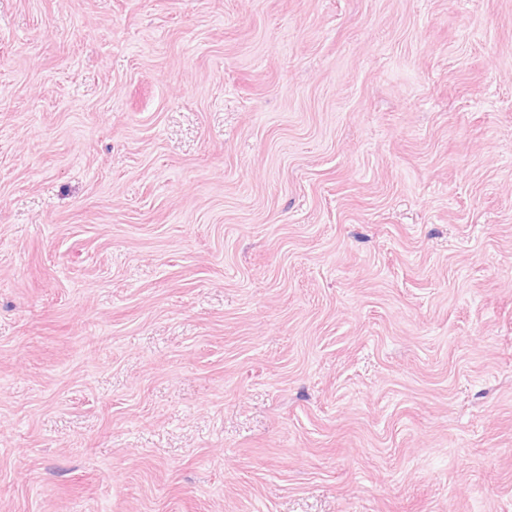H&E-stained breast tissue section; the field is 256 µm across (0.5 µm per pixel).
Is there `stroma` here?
I'll use <instances>...</instances> for the list:
<instances>
[{"label":"stroma","instance_id":"obj_1","mask_svg":"<svg viewBox=\"0 0 512 512\" xmlns=\"http://www.w3.org/2000/svg\"><path fill=\"white\" fill-rule=\"evenodd\" d=\"M0 512H512V0H0Z\"/></svg>","mask_w":512,"mask_h":512}]
</instances>
